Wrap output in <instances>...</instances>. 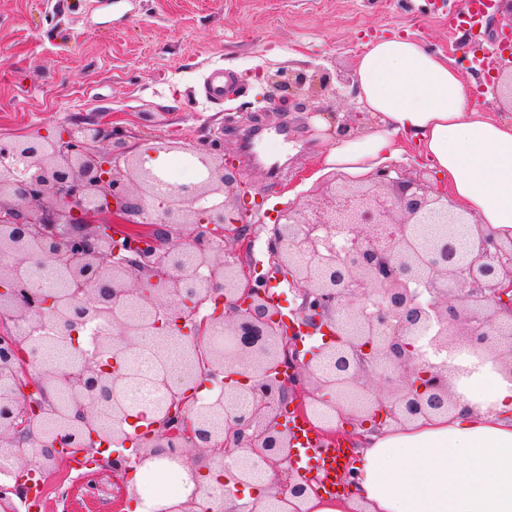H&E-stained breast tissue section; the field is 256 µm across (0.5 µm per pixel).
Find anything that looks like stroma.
Instances as JSON below:
<instances>
[{
	"label": "stroma",
	"instance_id": "stroma-1",
	"mask_svg": "<svg viewBox=\"0 0 512 512\" xmlns=\"http://www.w3.org/2000/svg\"><path fill=\"white\" fill-rule=\"evenodd\" d=\"M414 38L466 67L474 44L449 37L440 0H0V142L83 122L125 135L127 145L175 143L178 172L188 147L222 143L239 162L253 204L244 223L253 261L267 263L277 211L310 203L327 186L358 177L327 168L330 142L310 135V107L358 111L355 64L367 43ZM230 72L235 88L208 101L203 80ZM319 71L326 91L299 90L261 115L262 129L289 124L276 180L239 153L229 118L258 109L267 72Z\"/></svg>",
	"mask_w": 512,
	"mask_h": 512
}]
</instances>
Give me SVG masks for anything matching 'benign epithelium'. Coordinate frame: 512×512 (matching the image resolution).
<instances>
[{"label":"benign epithelium","instance_id":"7a95c632","mask_svg":"<svg viewBox=\"0 0 512 512\" xmlns=\"http://www.w3.org/2000/svg\"><path fill=\"white\" fill-rule=\"evenodd\" d=\"M498 71L495 103H512V60H500ZM268 81L279 92L327 87L304 71ZM171 149H132L94 123L0 147V319L10 323L0 336L3 512H19L22 476L45 474L72 454L112 471L119 496L134 501L137 489L123 475L160 448L176 462L217 458L222 470H236L238 487L270 468L267 498L292 499L303 512L318 488L293 477L297 436L282 426L283 414L314 404L324 419L345 409L359 440L369 426L445 415L456 406L448 369L427 355L459 340L512 373V240L479 228L462 252L451 233L422 238L420 224L469 220L449 210L448 193L379 168L281 211L267 253L271 278L295 298L283 323L266 277L225 248L246 232L238 166L215 144L195 147L200 181L172 185L152 164ZM45 263L63 273L67 302L42 298L24 277ZM87 324L106 332L76 369H27L41 357L27 349L33 339L74 338ZM174 327L192 329L205 365L186 363L159 380L169 411L152 416L151 436L129 456L122 424L137 382L100 354L139 349ZM374 378L387 384L382 397ZM211 382L219 394L197 404L194 392ZM58 386L73 397L62 418L50 397ZM203 478L195 476L185 502L152 512H194L198 499L212 497Z\"/></svg>","mask_w":512,"mask_h":512}]
</instances>
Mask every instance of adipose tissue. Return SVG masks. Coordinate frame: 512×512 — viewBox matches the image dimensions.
<instances>
[{
  "instance_id": "adipose-tissue-1",
  "label": "adipose tissue",
  "mask_w": 512,
  "mask_h": 512,
  "mask_svg": "<svg viewBox=\"0 0 512 512\" xmlns=\"http://www.w3.org/2000/svg\"><path fill=\"white\" fill-rule=\"evenodd\" d=\"M357 96L373 123L337 137L326 166L366 174L417 149L447 182L455 210L512 240V122L477 111L461 70L408 39H381L356 67ZM457 405L451 414L395 425L359 452L351 496H311L307 512H512V374L458 346L446 355ZM177 473L181 490L146 500L150 512L186 501L199 471L159 457L141 478Z\"/></svg>"
}]
</instances>
